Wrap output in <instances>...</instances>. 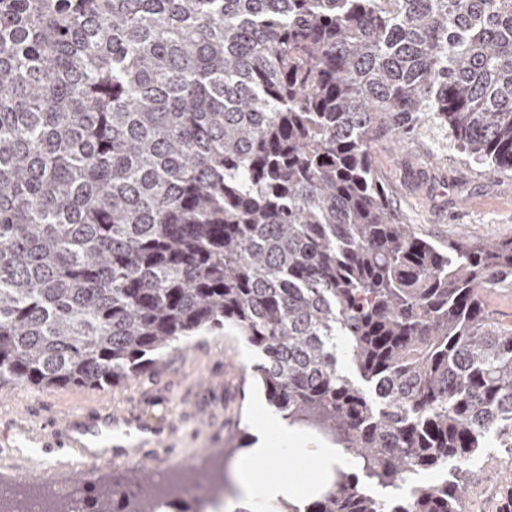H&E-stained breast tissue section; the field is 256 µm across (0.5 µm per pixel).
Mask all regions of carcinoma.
I'll return each instance as SVG.
<instances>
[{"mask_svg": "<svg viewBox=\"0 0 512 512\" xmlns=\"http://www.w3.org/2000/svg\"><path fill=\"white\" fill-rule=\"evenodd\" d=\"M424 125L512 171V0H0V388L110 386L228 327L269 404L383 486L511 448L512 327L483 293L512 290V241L438 246L375 177L374 142ZM210 458L192 482L218 492ZM464 494L338 470L306 512ZM183 497L142 469L42 512ZM360 480V485H363L369 491L372 492V495L375 497H385L391 494H398L401 498H406L410 495L411 489L416 486L423 485L425 483L432 482L434 480L440 479L443 473H421L418 475H413L406 483H401V488L394 490L392 488H384L379 485L376 480L369 479L362 475L360 471H354Z\"/></svg>", "mask_w": 512, "mask_h": 512, "instance_id": "carcinoma-1", "label": "carcinoma"}]
</instances>
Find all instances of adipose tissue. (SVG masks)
<instances>
[{
  "label": "adipose tissue",
  "mask_w": 512,
  "mask_h": 512,
  "mask_svg": "<svg viewBox=\"0 0 512 512\" xmlns=\"http://www.w3.org/2000/svg\"><path fill=\"white\" fill-rule=\"evenodd\" d=\"M252 426L257 442L254 447L241 451L233 463L238 494L225 499V512H237L243 503L305 505L318 497L334 468L346 469L354 465L353 459L342 449L300 432L281 418L259 412L254 415ZM281 445L300 460L297 473L285 478H258L259 466L273 461Z\"/></svg>",
  "instance_id": "adipose-tissue-1"
}]
</instances>
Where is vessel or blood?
Here are the masks:
<instances>
[{
    "label": "vessel or blood",
    "instance_id": "b4317fda",
    "mask_svg": "<svg viewBox=\"0 0 512 512\" xmlns=\"http://www.w3.org/2000/svg\"><path fill=\"white\" fill-rule=\"evenodd\" d=\"M167 438L165 427L139 421L134 431L121 428L119 421L111 415L92 414L74 419H66L57 425L54 432L53 447L87 448L99 447V455L89 456V463L100 460H112L124 456L132 447L160 446Z\"/></svg>",
    "mask_w": 512,
    "mask_h": 512
}]
</instances>
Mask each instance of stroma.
I'll use <instances>...</instances> for the list:
<instances>
[{
	"mask_svg": "<svg viewBox=\"0 0 512 512\" xmlns=\"http://www.w3.org/2000/svg\"><path fill=\"white\" fill-rule=\"evenodd\" d=\"M373 162L401 223L438 244L451 241L512 240V173H494L465 161L442 131L421 127L396 141L375 143ZM260 353L232 332L214 331L168 349L160 366L110 387L12 386L0 391V491L19 489L55 495L61 487L85 489L128 474L122 462L83 465L81 458H57L38 447L54 423L86 409L139 417L174 426L167 447L179 466L199 465L208 449L253 446L251 418L267 409L264 393L250 382ZM512 472V448L490 441L487 448L449 470V480L468 494L463 512H501Z\"/></svg>",
	"mask_w": 512,
	"mask_h": 512,
	"instance_id": "obj_1",
	"label": "stroma"
}]
</instances>
